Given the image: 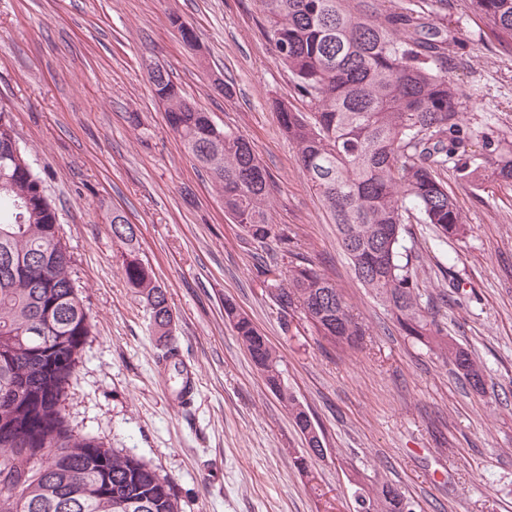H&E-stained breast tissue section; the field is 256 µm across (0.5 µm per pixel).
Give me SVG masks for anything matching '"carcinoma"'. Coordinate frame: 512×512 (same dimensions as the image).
Instances as JSON below:
<instances>
[{
    "mask_svg": "<svg viewBox=\"0 0 512 512\" xmlns=\"http://www.w3.org/2000/svg\"><path fill=\"white\" fill-rule=\"evenodd\" d=\"M278 61L309 108L280 103L283 131L298 149L303 174L336 224L354 273L411 338L438 350L469 385L484 387L471 353L444 334L422 304L405 224L415 215L442 240L462 239L467 225L441 175L471 179L479 168L468 146L482 140L492 174L512 181V141L472 129L448 76V0H421L378 19L352 13L342 0H261ZM499 36L512 41V0H471ZM169 128L209 174L224 212L255 242L276 233L267 210V172L250 142L218 127L183 95L161 65L149 72ZM10 113L0 110V512H179L170 482L143 459L75 430L68 412L75 371L93 335L59 214ZM120 211L113 240L125 247L127 285L144 303L152 332L172 341L167 291L138 255V237ZM273 297L299 309L333 346H359L365 328L334 282L308 263L289 270ZM224 313L267 385L288 408L308 449L322 444L305 406L281 375L279 356L253 321L227 300ZM168 348L165 364L187 379ZM356 512H413L393 483L358 481Z\"/></svg>",
    "mask_w": 512,
    "mask_h": 512,
    "instance_id": "carcinoma-1",
    "label": "carcinoma"
}]
</instances>
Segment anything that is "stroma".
<instances>
[{
  "mask_svg": "<svg viewBox=\"0 0 512 512\" xmlns=\"http://www.w3.org/2000/svg\"><path fill=\"white\" fill-rule=\"evenodd\" d=\"M192 27L189 50L170 23ZM458 41L448 75L485 131L512 141V46L470 0H448ZM243 134L270 177V217L330 278L367 335L340 350L301 310L283 312L262 268L292 261L224 213V201L168 127L147 66ZM260 0H0V109L55 200L74 275L95 323L77 368L73 424L143 458L180 512H355L353 477L396 483L416 512H512V183L443 176L469 232L441 241L409 224L423 296L485 374L473 390L405 336L356 278L277 105L296 101ZM136 224L139 255L165 286L193 402L178 403L166 351L125 282L110 220ZM232 301L280 357L322 430L324 455L300 470L303 435L224 315Z\"/></svg>",
  "mask_w": 512,
  "mask_h": 512,
  "instance_id": "1",
  "label": "stroma"
}]
</instances>
